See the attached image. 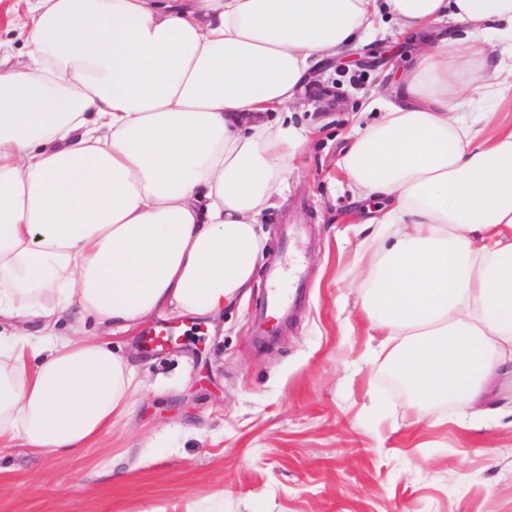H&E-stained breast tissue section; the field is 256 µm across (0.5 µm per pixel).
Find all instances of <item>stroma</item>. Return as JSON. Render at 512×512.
<instances>
[{"instance_id":"stroma-1","label":"stroma","mask_w":512,"mask_h":512,"mask_svg":"<svg viewBox=\"0 0 512 512\" xmlns=\"http://www.w3.org/2000/svg\"><path fill=\"white\" fill-rule=\"evenodd\" d=\"M421 51L391 27L313 66L292 119L308 140L258 224L303 280L293 319L262 337L260 273L218 318L109 336L142 381L132 412L77 456L0 447V512H512V429L461 427L406 391L354 286L367 214L342 151L368 103L403 97ZM160 323L175 340L149 349Z\"/></svg>"}]
</instances>
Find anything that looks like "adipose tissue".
Instances as JSON below:
<instances>
[{
	"label": "adipose tissue",
	"instance_id": "obj_1",
	"mask_svg": "<svg viewBox=\"0 0 512 512\" xmlns=\"http://www.w3.org/2000/svg\"><path fill=\"white\" fill-rule=\"evenodd\" d=\"M0 41V443L76 455L129 414L128 360L87 337L245 299L259 216L306 136L312 60L386 23L464 26L342 158L371 217L357 286L379 351L458 419L512 375V129L461 113L512 85V0H26ZM493 74L470 70L489 36ZM27 6L24 0H0V38L11 40L16 51L25 52Z\"/></svg>",
	"mask_w": 512,
	"mask_h": 512
}]
</instances>
